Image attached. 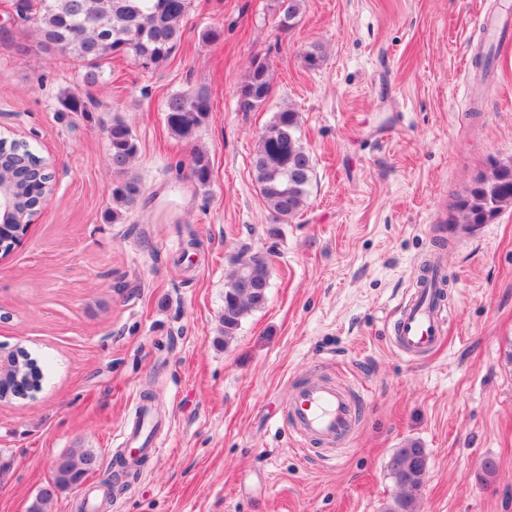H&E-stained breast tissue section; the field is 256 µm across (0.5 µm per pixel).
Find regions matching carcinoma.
Instances as JSON below:
<instances>
[{
	"mask_svg": "<svg viewBox=\"0 0 512 512\" xmlns=\"http://www.w3.org/2000/svg\"><path fill=\"white\" fill-rule=\"evenodd\" d=\"M192 0H40L39 8L27 15V0L18 9L23 19L35 24L43 48L70 57L83 69L84 82L98 81L104 65L114 56L131 55L144 69H156L175 54L182 36L181 23L191 8ZM273 10L283 29L298 24L304 0H273ZM272 93L269 66L262 60L251 63L240 87L244 111L263 105ZM168 128L176 136L190 140L208 120L212 102L208 90L199 87L187 93L169 96L164 104ZM298 112L283 107L258 135L252 169L265 208L277 221H286L304 208L314 171V162L298 134ZM112 170L121 180L112 190L117 208L112 221L121 217L119 207L130 204L140 195L138 180L128 175L129 165L138 146L131 127L115 118L108 130ZM190 176L206 186L212 169L207 154L192 155ZM51 185L49 170L31 166L25 182L14 184L17 195L16 217H30L32 207L45 187ZM512 205V163L494 161L479 172L456 202L455 208L464 223L472 226L491 223L501 211ZM232 273L224 289V335L232 336L242 320L264 308L268 300L265 288H244L240 276L254 283L270 280L266 263L243 249L230 259ZM15 380L30 390L38 389L43 380V367L23 349L18 350ZM99 467L95 453L85 449L55 460L53 478L37 495L29 512H45L46 504L59 490L80 487L77 479L86 477ZM386 470L400 494L385 512H416L419 491L427 472L426 452L417 444L396 449Z\"/></svg>",
	"mask_w": 512,
	"mask_h": 512,
	"instance_id": "cac0c4a2",
	"label": "carcinoma"
}]
</instances>
